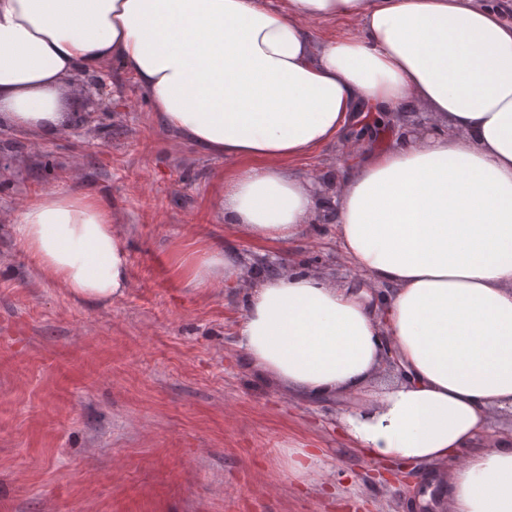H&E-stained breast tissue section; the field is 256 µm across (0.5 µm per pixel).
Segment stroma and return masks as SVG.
<instances>
[{"label":"stroma","instance_id":"1","mask_svg":"<svg viewBox=\"0 0 512 512\" xmlns=\"http://www.w3.org/2000/svg\"><path fill=\"white\" fill-rule=\"evenodd\" d=\"M76 119L40 140L0 125V512H421L424 464L381 477L345 433L343 401L304 400L242 361L245 285L203 293L168 262L201 241L285 269L360 281L335 225L282 247L243 237L212 207L229 166L160 127L132 75L77 78ZM292 166L316 186L395 135L369 123ZM109 196L128 233L130 286L90 308L44 279L12 221L35 194ZM322 455L293 476L286 452Z\"/></svg>","mask_w":512,"mask_h":512}]
</instances>
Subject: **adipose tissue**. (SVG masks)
I'll use <instances>...</instances> for the list:
<instances>
[{"mask_svg":"<svg viewBox=\"0 0 512 512\" xmlns=\"http://www.w3.org/2000/svg\"><path fill=\"white\" fill-rule=\"evenodd\" d=\"M359 31L314 43L309 24ZM119 64L157 122L233 167L213 199L225 223L286 245L320 211L371 284L298 271L250 276L208 242L173 261L190 288L250 280L246 366L301 399L339 397L357 450L441 463L450 512H512V24L477 0H0V123L67 127L76 77ZM424 103L438 134L396 137L349 168L331 201L289 163L339 140L364 111L401 125ZM49 280L102 307L130 284L127 236L101 194L49 190L12 225ZM393 352L404 378L374 393Z\"/></svg>","mask_w":512,"mask_h":512,"instance_id":"obj_1","label":"adipose tissue"}]
</instances>
